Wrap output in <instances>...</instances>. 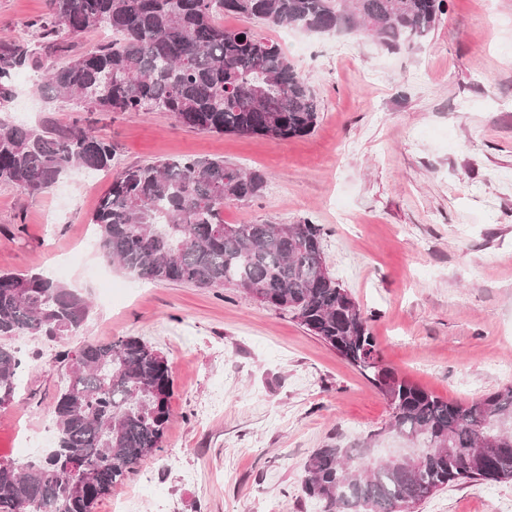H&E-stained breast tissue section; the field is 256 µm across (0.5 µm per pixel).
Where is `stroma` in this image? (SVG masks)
<instances>
[{
    "instance_id": "35a3bbf8",
    "label": "stroma",
    "mask_w": 512,
    "mask_h": 512,
    "mask_svg": "<svg viewBox=\"0 0 512 512\" xmlns=\"http://www.w3.org/2000/svg\"><path fill=\"white\" fill-rule=\"evenodd\" d=\"M45 0H0V38L26 34ZM281 45L320 103L314 132L280 141L218 135L164 112L100 114L121 166L183 155L221 157L268 177L264 192L224 208L228 224L311 220L337 279L371 319L386 366L445 399L512 385V0H447L430 38L388 51L351 33L257 25ZM15 79L10 119L69 123L70 104ZM110 178L75 170L37 196L0 183V272L52 273L87 298L85 328L53 341L11 340L20 386L0 406V462L53 426L67 384L60 351L137 336L173 379L165 442L94 512L138 497L139 512H323L301 484L324 445L385 432L388 404L334 349L288 314L235 289L153 284L112 264L90 218ZM224 404L211 411L210 395ZM512 480L454 484L416 512H498Z\"/></svg>"
}]
</instances>
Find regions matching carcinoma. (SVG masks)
<instances>
[{"label":"carcinoma","instance_id":"carcinoma-1","mask_svg":"<svg viewBox=\"0 0 512 512\" xmlns=\"http://www.w3.org/2000/svg\"><path fill=\"white\" fill-rule=\"evenodd\" d=\"M444 0H46L28 23L34 43L0 40V112L14 76L32 69L40 90L76 104L68 125L0 118V183L30 196L65 173L107 171L91 223L110 261L151 283L236 288L331 347L389 402L387 431L404 452L379 458L368 445L317 449L302 490L323 512H404L450 484L512 480V385L466 403L443 399L382 363L360 305L336 279L323 229L224 223V205L261 195L267 177L222 157L185 155L112 170V141L82 112H166L200 131L278 140L311 134L315 94L274 41L221 16L310 33L362 32L388 50L413 48L435 29ZM106 28L85 51L65 39ZM244 37L240 42L237 37ZM87 300L32 271L0 274V338L62 339L82 329ZM68 384L52 407L56 454L0 463V512H93L144 459L163 447L173 380L167 360L135 336L88 341L64 353ZM21 360L0 345V405L19 387ZM66 457L81 462L77 469Z\"/></svg>","mask_w":512,"mask_h":512}]
</instances>
